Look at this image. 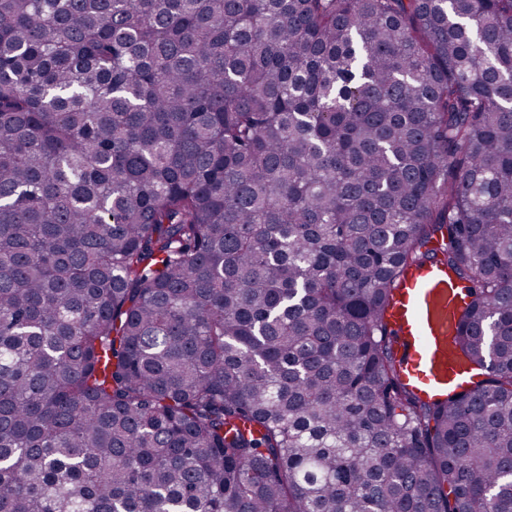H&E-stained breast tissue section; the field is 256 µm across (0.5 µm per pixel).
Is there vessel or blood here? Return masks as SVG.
I'll return each mask as SVG.
<instances>
[{
    "label": "vessel or blood",
    "mask_w": 512,
    "mask_h": 512,
    "mask_svg": "<svg viewBox=\"0 0 512 512\" xmlns=\"http://www.w3.org/2000/svg\"><path fill=\"white\" fill-rule=\"evenodd\" d=\"M465 302L453 273L438 258L410 265L391 292L385 320L399 340L401 376L423 398L467 382L453 345Z\"/></svg>",
    "instance_id": "1"
}]
</instances>
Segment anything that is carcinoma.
I'll list each match as a JSON object with an SVG mask.
<instances>
[{"mask_svg":"<svg viewBox=\"0 0 512 512\" xmlns=\"http://www.w3.org/2000/svg\"><path fill=\"white\" fill-rule=\"evenodd\" d=\"M0 512H512V0H0ZM441 259L410 265L392 289L385 313L398 336L402 379L426 399L448 393V386H463L468 378L452 343L468 300Z\"/></svg>","mask_w":512,"mask_h":512,"instance_id":"cac0c4a2","label":"carcinoma"}]
</instances>
